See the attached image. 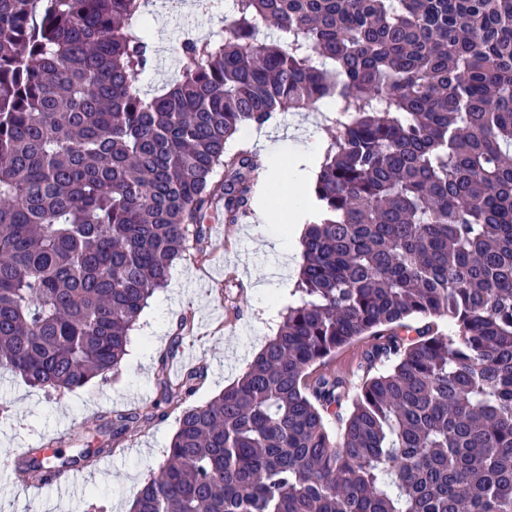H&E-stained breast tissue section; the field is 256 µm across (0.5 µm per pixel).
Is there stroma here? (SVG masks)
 <instances>
[{
  "label": "stroma",
  "mask_w": 512,
  "mask_h": 512,
  "mask_svg": "<svg viewBox=\"0 0 512 512\" xmlns=\"http://www.w3.org/2000/svg\"><path fill=\"white\" fill-rule=\"evenodd\" d=\"M219 27L218 16L199 9L194 0H157L144 20L156 42L157 62L142 76L143 90L154 94L174 80L177 48L185 37L204 38ZM295 119L292 112L279 114L271 128L239 138L265 156L288 155L306 144ZM282 230L259 214L243 224L210 223L205 253L189 251L176 263L167 286L154 294L131 331L119 374L107 383L62 395L31 388L0 369V455L16 457L54 437L61 440V454H74L79 444H94L91 427L101 413L153 409L161 395L159 368L176 382L189 367H208L185 404L170 406L165 415L113 440L111 465L89 469L76 495L60 498L49 484L34 498L26 486L0 476V512H127L150 471L164 462L185 406L205 404L232 384L269 338L265 309L273 302L287 306L270 276L279 264ZM176 335L183 343L174 353L170 344ZM367 343L363 337L341 347L318 366V373H335L359 386Z\"/></svg>",
  "instance_id": "stroma-1"
}]
</instances>
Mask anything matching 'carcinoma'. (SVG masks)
<instances>
[{
	"instance_id": "1",
	"label": "carcinoma",
	"mask_w": 512,
	"mask_h": 512,
	"mask_svg": "<svg viewBox=\"0 0 512 512\" xmlns=\"http://www.w3.org/2000/svg\"><path fill=\"white\" fill-rule=\"evenodd\" d=\"M147 5L0 0V367L59 393L118 374L207 215L261 195L265 159L227 143L320 112L282 325L183 412L131 512H512V0H225L152 95ZM361 336L359 388L313 373ZM160 372L167 406L206 376ZM159 408L15 472L91 466Z\"/></svg>"
}]
</instances>
